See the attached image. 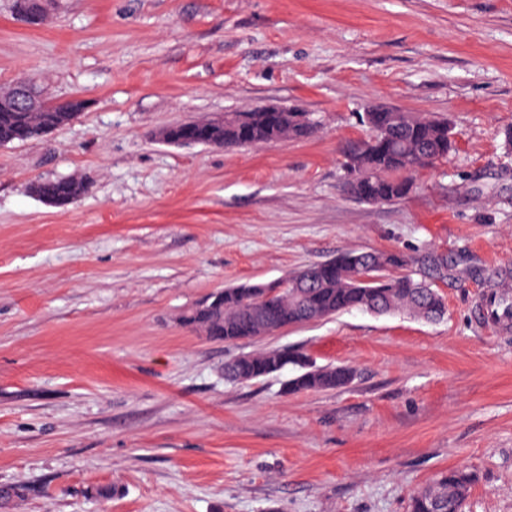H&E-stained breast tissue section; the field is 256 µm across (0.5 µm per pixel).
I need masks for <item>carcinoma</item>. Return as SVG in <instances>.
<instances>
[{"label": "carcinoma", "mask_w": 512, "mask_h": 512, "mask_svg": "<svg viewBox=\"0 0 512 512\" xmlns=\"http://www.w3.org/2000/svg\"><path fill=\"white\" fill-rule=\"evenodd\" d=\"M83 109L80 101L44 106H19L8 94L0 95V143L38 140L72 120ZM265 113L234 112L224 116L211 138L218 146L233 148L241 126L252 130V141L278 142L314 135L319 121L309 112L288 108L277 127L264 122ZM371 135L347 153L353 166L347 168L345 188L358 199L381 203L401 199L414 189L410 175L448 157L456 147L455 127L448 118L428 117L412 112H365L361 115ZM85 183L72 179L40 181L33 192L58 190L66 196L63 204L79 196ZM344 255L313 264L299 277L293 273L267 283H245L210 293L182 315L184 325L212 340L226 344L270 334L275 329L304 325L359 310L374 314L404 311L423 314L427 320L443 317L442 295L426 276L410 269L411 260L384 251L360 253L351 266ZM288 366L302 370L286 381L285 391L302 392L342 388L354 380L355 370L346 365L317 368L306 356L284 357L269 350L238 356L224 363V377L253 381ZM476 476L450 469L437 482L417 493L411 512H465V504Z\"/></svg>", "instance_id": "obj_1"}]
</instances>
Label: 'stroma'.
I'll use <instances>...</instances> for the list:
<instances>
[{"instance_id": "1", "label": "stroma", "mask_w": 512, "mask_h": 512, "mask_svg": "<svg viewBox=\"0 0 512 512\" xmlns=\"http://www.w3.org/2000/svg\"><path fill=\"white\" fill-rule=\"evenodd\" d=\"M85 109L0 146V512H410L441 472L466 512H512V324L475 323L512 279V0H0V88ZM270 105L313 136L247 148L159 132ZM371 106L448 118L455 152L406 197L343 189ZM88 178L64 206L40 180ZM446 258L447 313L352 310L234 344L182 313L343 252ZM345 364L288 393L225 362L260 350ZM111 487L100 499L95 490Z\"/></svg>"}]
</instances>
